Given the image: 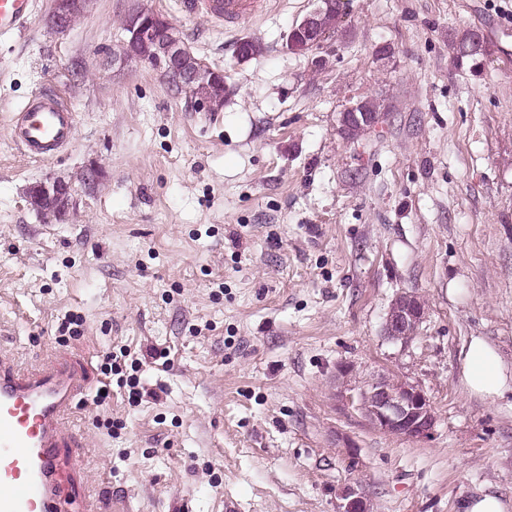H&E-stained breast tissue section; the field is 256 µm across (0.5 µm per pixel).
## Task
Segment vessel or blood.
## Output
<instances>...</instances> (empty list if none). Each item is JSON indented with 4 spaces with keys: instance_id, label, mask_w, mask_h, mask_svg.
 <instances>
[{
    "instance_id": "1",
    "label": "vessel or blood",
    "mask_w": 512,
    "mask_h": 512,
    "mask_svg": "<svg viewBox=\"0 0 512 512\" xmlns=\"http://www.w3.org/2000/svg\"><path fill=\"white\" fill-rule=\"evenodd\" d=\"M272 0H180L183 12L232 28ZM35 0H0V37L20 35ZM75 118L59 99L21 113L12 136L30 158H47L72 141ZM90 390L88 369L57 356L22 367L0 355V512H66L59 478L70 444L64 421Z\"/></svg>"
}]
</instances>
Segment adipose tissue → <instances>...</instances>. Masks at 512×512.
Segmentation results:
<instances>
[{"mask_svg": "<svg viewBox=\"0 0 512 512\" xmlns=\"http://www.w3.org/2000/svg\"><path fill=\"white\" fill-rule=\"evenodd\" d=\"M464 380L473 394L498 396L512 391V375L504 370L497 350L483 338H472L464 362Z\"/></svg>", "mask_w": 512, "mask_h": 512, "instance_id": "obj_1", "label": "adipose tissue"}]
</instances>
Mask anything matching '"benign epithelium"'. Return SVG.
I'll return each instance as SVG.
<instances>
[{
	"mask_svg": "<svg viewBox=\"0 0 512 512\" xmlns=\"http://www.w3.org/2000/svg\"><path fill=\"white\" fill-rule=\"evenodd\" d=\"M327 0H316V6L307 13L292 31H302L311 36L310 50L322 45L327 34L319 28L318 16ZM83 0H55L52 23L57 25L68 20V15L82 8ZM126 43L150 40L155 45V55L147 60L166 73L173 85L182 90L192 82L203 78H224V71L210 65L192 69L186 56L188 45L175 25L166 19L150 24L139 16H132L126 24ZM354 104L340 113V132L355 128L375 130L382 115L358 111ZM37 198L44 205L43 213L53 217L65 215L69 208L72 185L63 180L40 183L34 186ZM424 299L411 292H402L392 301L384 323V334L395 343H410L426 317ZM336 382L341 401L353 406L375 430L409 440H421L430 436L436 422L434 405L427 393L417 385L386 374H379L363 381L356 379L354 368L342 363L336 369ZM337 512H373L372 502L357 487L347 486L340 495Z\"/></svg>",
	"mask_w": 512,
	"mask_h": 512,
	"instance_id": "benign-epithelium-1",
	"label": "benign epithelium"
}]
</instances>
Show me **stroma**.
<instances>
[{
	"mask_svg": "<svg viewBox=\"0 0 512 512\" xmlns=\"http://www.w3.org/2000/svg\"><path fill=\"white\" fill-rule=\"evenodd\" d=\"M0 41V352L91 364L126 348L149 397L84 399L65 422L90 512H336L358 484L374 512H461L475 487L512 497V392L464 384L472 337L512 372V0H350L319 55L288 51L314 0H277L224 29L179 0H91L66 31L36 0ZM162 14L229 93L198 108L148 63L113 64L129 6ZM488 53L455 60L466 32ZM259 51L238 60L240 41ZM51 90L76 119L55 156L11 139ZM376 100L379 131H338ZM73 186L64 218L28 190ZM424 298L414 340L383 325ZM76 335H61L66 314ZM166 363L131 361L149 349ZM418 385L431 437L373 429L336 400V367ZM424 299L411 292H402L392 301L384 323V334L395 343H410L426 317Z\"/></svg>",
	"mask_w": 512,
	"mask_h": 512,
	"instance_id": "obj_1",
	"label": "stroma"
}]
</instances>
